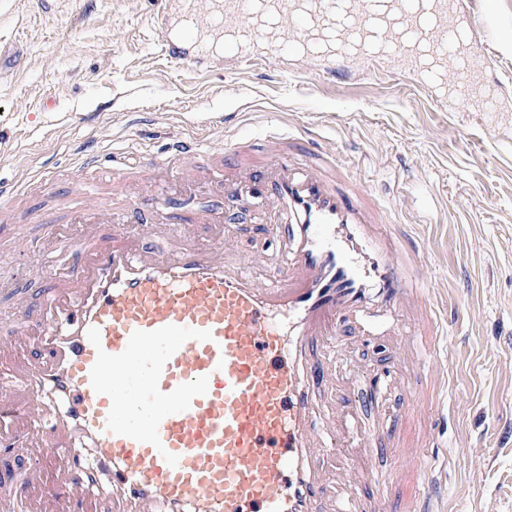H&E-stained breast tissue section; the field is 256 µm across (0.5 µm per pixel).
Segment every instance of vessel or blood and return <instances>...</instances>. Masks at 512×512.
<instances>
[{
    "label": "vessel or blood",
    "mask_w": 512,
    "mask_h": 512,
    "mask_svg": "<svg viewBox=\"0 0 512 512\" xmlns=\"http://www.w3.org/2000/svg\"><path fill=\"white\" fill-rule=\"evenodd\" d=\"M153 3L177 62H199L213 28L226 54L302 51L335 84L378 47L407 75L454 74L463 108L497 44L486 0ZM104 163L117 201L86 181L61 198L103 214L52 237L65 271L0 320V355L28 350L0 373V456L24 451L17 473L35 491L0 495V512H100L105 497L112 512H445L447 466L428 453L445 330L410 274L418 245L382 223L374 196L344 189L317 140L288 134L260 155L233 137L218 162L180 140L143 172L122 152ZM198 190L222 212L178 213L175 200ZM241 213L276 249L266 277L260 254L230 245L224 217ZM380 336L385 362L355 359ZM412 373L429 384L413 414L391 399ZM390 456L397 472L376 468Z\"/></svg>",
    "instance_id": "b4317fda"
}]
</instances>
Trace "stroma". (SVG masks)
<instances>
[{
	"mask_svg": "<svg viewBox=\"0 0 512 512\" xmlns=\"http://www.w3.org/2000/svg\"><path fill=\"white\" fill-rule=\"evenodd\" d=\"M152 0H0V182L19 186L26 243L0 233V315L46 275L57 195L85 176L82 147L148 163L172 140L212 152L236 133L317 136L361 190L393 188L383 214L424 251L422 274L450 327L448 413L436 421L448 463L447 512H512V0H491L499 31L484 76L507 104L459 112L400 71L320 87L288 54L207 71L162 56ZM229 123L212 121L215 113ZM97 121L80 122V115ZM50 188H41L42 178Z\"/></svg>",
	"mask_w": 512,
	"mask_h": 512,
	"instance_id": "35a3bbf8",
	"label": "stroma"
}]
</instances>
